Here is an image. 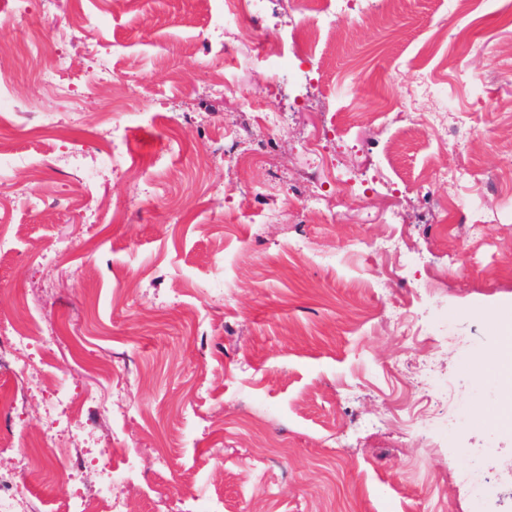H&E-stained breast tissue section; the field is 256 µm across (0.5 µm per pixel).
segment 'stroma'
<instances>
[{"mask_svg":"<svg viewBox=\"0 0 512 512\" xmlns=\"http://www.w3.org/2000/svg\"><path fill=\"white\" fill-rule=\"evenodd\" d=\"M96 28L72 26L76 7ZM222 0H14L0 12V73L17 106L0 138L36 169L0 180L17 234L0 262V320L26 325L24 381L0 373L20 445L47 453L32 512L132 466L127 512L158 496L205 512H512V432L497 431L491 314L512 313V0H475L467 38L450 0H411L388 20L343 11L331 55L282 78L210 17ZM295 0H268L259 36H297ZM36 36L19 54L16 32ZM211 42V55L189 46ZM66 93L43 80L57 55ZM116 77L95 94L86 74ZM232 93L215 89L212 66ZM372 79L352 87L354 68ZM416 97L409 112L385 106ZM122 104L134 147L123 167L89 146ZM57 128L35 133L39 112ZM266 112L286 115L270 159L237 165L227 143L264 148ZM464 123L441 139L435 115ZM319 156H311V149ZM206 149L213 162L198 166ZM143 172L131 185L128 171ZM448 171L453 182L427 180ZM353 178L343 207L308 208ZM34 188L42 203L23 195ZM482 218L477 246L456 251ZM402 249L382 251L387 233ZM412 319L424 335L403 334ZM84 395L79 412L60 393ZM68 470L49 459L55 445Z\"/></svg>","mask_w":512,"mask_h":512,"instance_id":"1","label":"stroma"}]
</instances>
